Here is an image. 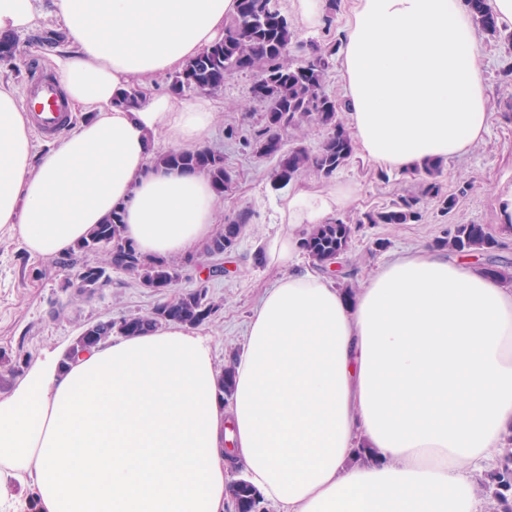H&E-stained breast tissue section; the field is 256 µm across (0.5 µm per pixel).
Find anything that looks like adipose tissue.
<instances>
[{
	"instance_id": "adipose-tissue-1",
	"label": "adipose tissue",
	"mask_w": 512,
	"mask_h": 512,
	"mask_svg": "<svg viewBox=\"0 0 512 512\" xmlns=\"http://www.w3.org/2000/svg\"><path fill=\"white\" fill-rule=\"evenodd\" d=\"M237 0H53V64L83 117L32 158L25 101L0 79V229L33 258L66 254L113 210L151 258L218 231L202 172L153 166L215 121L203 96L153 79L218 40ZM338 65L360 157L378 171L467 154L491 122L466 0H346ZM142 92L138 106L123 92ZM357 188L289 186L265 245L283 268L248 319L228 402L210 339L170 322L116 336L67 370L43 351L0 399V471L31 483L23 512H224L235 478L273 512H490L478 479L512 437V288L438 250L395 256L354 295L297 271L307 231ZM371 451L356 462L359 449Z\"/></svg>"
}]
</instances>
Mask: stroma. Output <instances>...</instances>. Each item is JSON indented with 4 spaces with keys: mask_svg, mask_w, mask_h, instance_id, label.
<instances>
[{
    "mask_svg": "<svg viewBox=\"0 0 512 512\" xmlns=\"http://www.w3.org/2000/svg\"><path fill=\"white\" fill-rule=\"evenodd\" d=\"M34 6L33 27L16 37L20 63L0 61V77L26 97L40 78L53 73L50 57L56 48L45 44V36L63 35L61 22L51 13V0H35ZM483 46L489 62L492 118L483 140L468 155L444 163L445 188L456 197L454 210L444 216L426 201L418 222L361 226L344 256L341 271L347 281L363 283L396 254L430 248L456 224L486 225L498 242L495 258L512 262V228L500 223L498 194L500 187L512 184V80L504 81L501 75L503 68L512 65V48L489 38ZM251 84V77L237 76L223 91L211 95L216 120L205 141L223 153L236 175L232 192L224 198V216L249 209V226L235 250L225 256L224 276L207 277L203 266L192 261L184 265L179 284L188 290L207 283L209 297L219 305L200 327L211 338L213 359L219 367L241 351L248 316L282 275L262 257L266 240L275 231L273 218L280 192L273 186L274 160L257 158L244 142L259 126L260 109L249 100ZM336 178L355 183L359 189L355 203L344 212L348 218L380 209L397 196L420 192L411 176L394 172L385 182L373 167L358 159L338 171ZM66 274L60 259L34 260L19 243L0 239V366L8 360L16 364L11 373L0 369L1 394L36 363L45 345L74 339L89 322L146 314L161 300L122 272L113 273L111 283L94 296L78 297L66 288Z\"/></svg>",
    "mask_w": 512,
    "mask_h": 512,
    "instance_id": "1",
    "label": "stroma"
}]
</instances>
